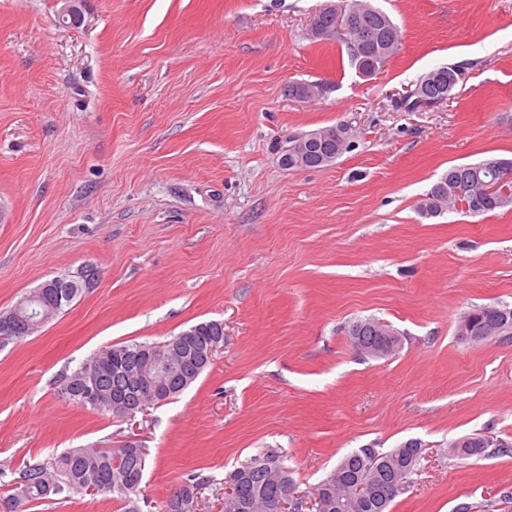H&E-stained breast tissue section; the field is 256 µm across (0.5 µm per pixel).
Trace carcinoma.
Wrapping results in <instances>:
<instances>
[{
  "mask_svg": "<svg viewBox=\"0 0 512 512\" xmlns=\"http://www.w3.org/2000/svg\"><path fill=\"white\" fill-rule=\"evenodd\" d=\"M341 8L354 12L357 24L372 36L365 49L358 51L342 35H336L345 46L350 65L358 69L363 62L381 70L401 45L398 25L385 11L374 6L372 0H343ZM463 79L464 70L458 66L433 69L399 100L400 107L406 112H419L433 106V100L438 97L449 100ZM287 92L295 99L315 100L324 95L325 87L318 82L290 81ZM322 132L325 137L316 148L322 155L334 153L339 158L354 147L356 128L349 122L325 127ZM504 177L512 179V164L506 159L490 158L452 166L419 199L417 211L424 218H435L455 209L457 189L481 198L482 206L471 212L473 216L511 207L512 198L500 201L486 193L490 185ZM82 292L81 288H72L61 295L54 290L44 294L34 290L28 294L24 306H15L12 311L27 320L45 313L52 319ZM476 311L477 335H482L486 324L495 323L499 335L512 337V308L486 305ZM377 322L376 318H365L349 325L348 336L354 347L375 348L382 342ZM194 329L195 335L181 348L186 356L195 355L211 337L218 335L214 321L200 322ZM178 339L177 335L163 343L106 346L64 375L60 392L83 407L122 416L125 405L133 403L137 396L136 389L128 382V374L142 368L150 384L167 387L171 399L196 380L193 376L182 382L174 376L176 364L159 353ZM94 371L98 372L100 395L91 404L82 397V391ZM420 457L421 449L411 447L408 441L386 451L366 447L344 456L326 478L332 495L316 502L317 512H389L391 502L410 487ZM140 463H146L142 448H73L34 461L25 466L18 492L7 501L9 512H20L26 504L50 496L66 499L69 493L84 492L91 484L96 486V494H110L112 499L129 505L128 512H136L132 495L137 489L129 486L124 476ZM292 474L283 455L274 448L252 456L229 475L230 480L238 483L239 500L227 512H279L277 502L286 491L295 488Z\"/></svg>",
  "mask_w": 512,
  "mask_h": 512,
  "instance_id": "carcinoma-1",
  "label": "carcinoma"
}]
</instances>
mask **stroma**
I'll list each match as a JSON object with an SVG mask.
<instances>
[{
    "label": "stroma",
    "instance_id": "35a3bbf8",
    "mask_svg": "<svg viewBox=\"0 0 512 512\" xmlns=\"http://www.w3.org/2000/svg\"><path fill=\"white\" fill-rule=\"evenodd\" d=\"M338 0H0V311L47 279L92 267L90 288L33 335L0 345V500L31 459L70 448L146 453L140 512L188 476L199 512L251 456H287L299 512L354 450L417 439L390 512H512V447L452 457L481 433L512 444V339L471 343L462 314L512 306V208L418 215L455 165L512 159V0H376L402 45L360 76L310 21ZM461 65L449 102H397ZM317 81L324 98H288ZM353 121L333 165L289 169V138ZM373 317L402 335L359 355ZM224 325L182 394L134 418L57 391L99 349ZM23 512H126L71 494Z\"/></svg>",
    "mask_w": 512,
    "mask_h": 512
}]
</instances>
